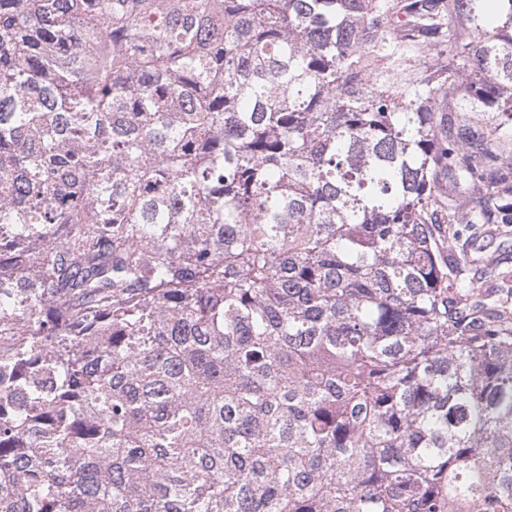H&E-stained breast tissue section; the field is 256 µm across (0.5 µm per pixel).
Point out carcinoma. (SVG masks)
Wrapping results in <instances>:
<instances>
[{"label": "carcinoma", "mask_w": 512, "mask_h": 512, "mask_svg": "<svg viewBox=\"0 0 512 512\" xmlns=\"http://www.w3.org/2000/svg\"><path fill=\"white\" fill-rule=\"evenodd\" d=\"M0 0V512H512V0ZM453 252L488 255L494 258L492 266H478L468 270L466 280L486 292L500 288L501 272L512 270V224H442Z\"/></svg>", "instance_id": "obj_1"}]
</instances>
